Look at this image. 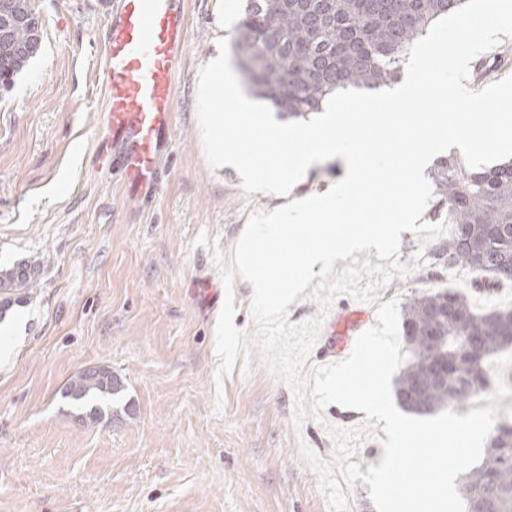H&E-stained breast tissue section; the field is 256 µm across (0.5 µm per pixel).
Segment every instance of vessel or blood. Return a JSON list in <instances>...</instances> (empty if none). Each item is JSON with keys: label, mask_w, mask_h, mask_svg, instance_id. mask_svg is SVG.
<instances>
[{"label": "vessel or blood", "mask_w": 512, "mask_h": 512, "mask_svg": "<svg viewBox=\"0 0 512 512\" xmlns=\"http://www.w3.org/2000/svg\"><path fill=\"white\" fill-rule=\"evenodd\" d=\"M99 80L107 91L112 163L122 179L154 198L173 119V77L187 23L182 0H113Z\"/></svg>", "instance_id": "1"}]
</instances>
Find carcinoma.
Masks as SVG:
<instances>
[{
    "label": "carcinoma",
    "instance_id": "1",
    "mask_svg": "<svg viewBox=\"0 0 512 512\" xmlns=\"http://www.w3.org/2000/svg\"><path fill=\"white\" fill-rule=\"evenodd\" d=\"M466 0H244L236 47L243 84L281 116L305 119L341 89L375 90L399 80L408 50L433 23ZM27 23L0 34V89L37 54L42 23L31 0H0V16ZM432 179L448 205L453 231L435 252L440 265L465 266L499 279H512V161L469 169L456 158L437 160ZM27 268L0 270V288L30 290ZM454 306L439 312L448 298ZM402 330L412 357L399 371L395 394L417 389L402 406L429 414L463 404L486 389L480 362L512 350V309L474 312L459 291H428L403 309ZM482 338L473 353L465 337ZM448 361V377L433 367ZM121 391V381L105 367L78 373L63 396L86 409L92 423L106 412L94 403ZM467 512H512V441L489 437L482 462L463 473Z\"/></svg>",
    "mask_w": 512,
    "mask_h": 512
}]
</instances>
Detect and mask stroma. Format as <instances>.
I'll use <instances>...</instances> for the list:
<instances>
[{
  "label": "stroma",
  "instance_id": "obj_1",
  "mask_svg": "<svg viewBox=\"0 0 512 512\" xmlns=\"http://www.w3.org/2000/svg\"><path fill=\"white\" fill-rule=\"evenodd\" d=\"M103 2L33 0L40 49L0 89V269L34 267L33 290L0 312V512H327L300 448L332 460L327 425L358 428L363 414L332 404L295 427L293 393L255 339L215 379L224 287L213 249L232 256L249 216L278 204L245 194L236 169L212 168L203 149L196 77L235 31L220 28L216 0H184L164 179L142 201L102 156ZM436 247L402 232L400 262L422 266L377 303L448 289L480 312L512 308L501 295L512 281L435 269ZM376 305L337 297L310 364ZM100 366L123 391L92 424L63 393Z\"/></svg>",
  "mask_w": 512,
  "mask_h": 512
}]
</instances>
